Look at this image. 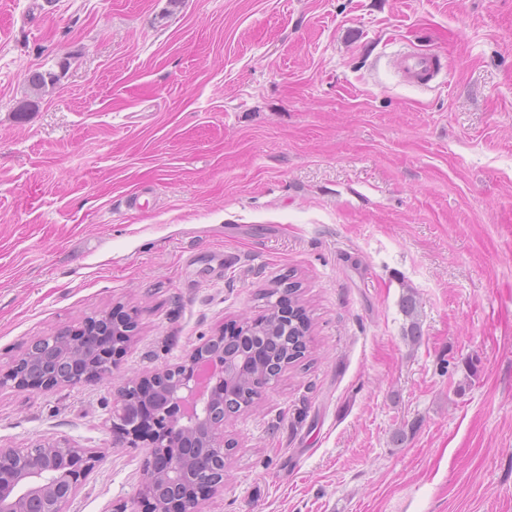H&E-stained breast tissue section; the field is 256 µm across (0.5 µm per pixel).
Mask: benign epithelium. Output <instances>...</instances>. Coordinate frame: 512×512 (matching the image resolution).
<instances>
[{
  "instance_id": "benign-epithelium-1",
  "label": "benign epithelium",
  "mask_w": 512,
  "mask_h": 512,
  "mask_svg": "<svg viewBox=\"0 0 512 512\" xmlns=\"http://www.w3.org/2000/svg\"><path fill=\"white\" fill-rule=\"evenodd\" d=\"M83 330L77 340L65 329L33 341L0 371V386L48 391L113 375L132 320L118 321L111 308ZM240 361L242 354L224 353L221 330L163 369L122 378L108 421L123 442L147 450L144 512H202L201 502L224 488V425L258 399L234 388ZM100 460L97 449L63 436L0 448V512H70Z\"/></svg>"
}]
</instances>
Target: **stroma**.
Segmentation results:
<instances>
[{"instance_id":"stroma-1","label":"stroma","mask_w":512,"mask_h":512,"mask_svg":"<svg viewBox=\"0 0 512 512\" xmlns=\"http://www.w3.org/2000/svg\"><path fill=\"white\" fill-rule=\"evenodd\" d=\"M286 280L308 352L202 512H512V0H0L1 370L115 306L160 368ZM112 402L0 387V446L100 449L73 512H135ZM397 67L406 82L421 85L437 75L440 57L431 52H420L400 58Z\"/></svg>"}]
</instances>
